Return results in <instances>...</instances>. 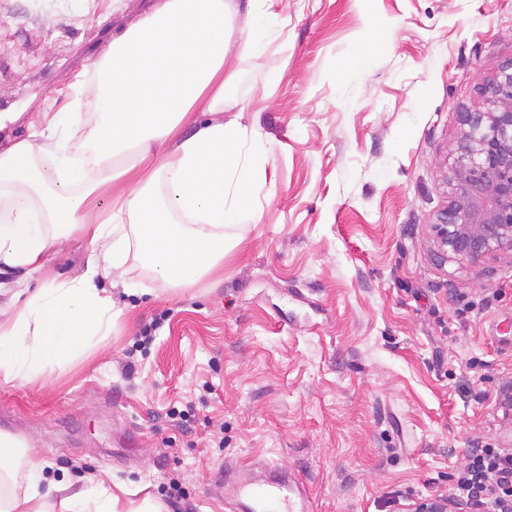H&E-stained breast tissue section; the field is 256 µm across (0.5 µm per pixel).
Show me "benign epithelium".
Masks as SVG:
<instances>
[{"mask_svg": "<svg viewBox=\"0 0 512 512\" xmlns=\"http://www.w3.org/2000/svg\"><path fill=\"white\" fill-rule=\"evenodd\" d=\"M483 107L458 113L455 197L432 224L444 262L478 263L512 252V61L482 83ZM407 512H463L454 497L420 498Z\"/></svg>", "mask_w": 512, "mask_h": 512, "instance_id": "obj_1", "label": "benign epithelium"}]
</instances>
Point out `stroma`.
Returning a JSON list of instances; mask_svg holds the SVG:
<instances>
[{
	"label": "stroma",
	"instance_id": "35a3bbf8",
	"mask_svg": "<svg viewBox=\"0 0 512 512\" xmlns=\"http://www.w3.org/2000/svg\"><path fill=\"white\" fill-rule=\"evenodd\" d=\"M157 3L0 0V139L91 115L93 61ZM272 9L277 39L231 40L224 112L267 150L259 223L225 229L223 267L184 291L132 262L104 344L0 380V418L50 479L226 512L213 474L269 461L318 512H403L454 495L471 449L512 448V253L443 265L430 231L458 114L512 60V0Z\"/></svg>",
	"mask_w": 512,
	"mask_h": 512
}]
</instances>
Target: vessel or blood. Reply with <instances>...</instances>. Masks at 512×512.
Segmentation results:
<instances>
[{"instance_id":"vessel-or-blood-1","label":"vessel or blood","mask_w":512,"mask_h":512,"mask_svg":"<svg viewBox=\"0 0 512 512\" xmlns=\"http://www.w3.org/2000/svg\"><path fill=\"white\" fill-rule=\"evenodd\" d=\"M209 494L211 499L229 505L232 512H315L303 481L271 464L224 469Z\"/></svg>"}]
</instances>
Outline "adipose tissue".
<instances>
[{
    "instance_id": "obj_1",
    "label": "adipose tissue",
    "mask_w": 512,
    "mask_h": 512,
    "mask_svg": "<svg viewBox=\"0 0 512 512\" xmlns=\"http://www.w3.org/2000/svg\"><path fill=\"white\" fill-rule=\"evenodd\" d=\"M243 15L250 43L280 29L272 0H162L136 26L113 38L94 64L87 91L93 119L44 113L40 132L0 149V379L29 382L107 341L116 318L112 288L129 287L127 261L164 283L191 286L223 264L228 227L254 224L249 203L263 185L262 164L243 146L239 126L217 120L225 89L229 20ZM207 122H199V115ZM87 125L78 153L57 138ZM89 246L84 271L56 281L54 248L72 233ZM24 467L0 455V512H162L146 499L126 506L120 493L47 479L26 450Z\"/></svg>"
}]
</instances>
